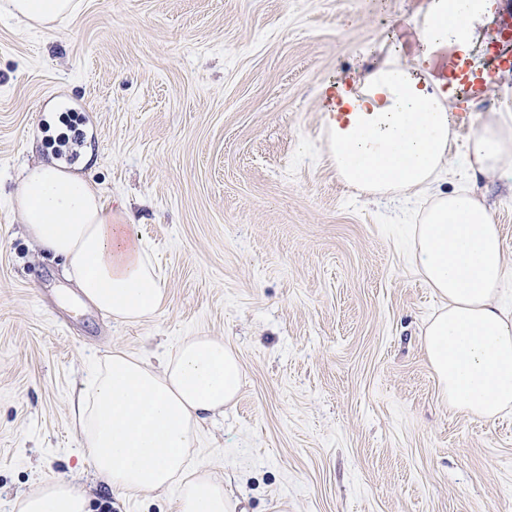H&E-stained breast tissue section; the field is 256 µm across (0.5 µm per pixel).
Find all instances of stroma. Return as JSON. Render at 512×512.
Listing matches in <instances>:
<instances>
[{"mask_svg":"<svg viewBox=\"0 0 512 512\" xmlns=\"http://www.w3.org/2000/svg\"><path fill=\"white\" fill-rule=\"evenodd\" d=\"M75 2L46 26L0 15V512L61 478L112 512H176L97 478L71 401L113 351L155 365L191 336L239 358L189 453L236 512H512V409L449 406L420 345L440 308L411 257L430 201L349 190L321 105L389 47L413 61L428 0ZM506 20L488 0L473 65ZM68 101L88 119L68 171L128 208L165 289L150 318L102 313L25 231L19 177L55 164ZM449 106L442 187L476 188L512 269V180L465 165L485 114L512 111V71Z\"/></svg>","mask_w":512,"mask_h":512,"instance_id":"stroma-1","label":"stroma"}]
</instances>
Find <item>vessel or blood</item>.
<instances>
[{
	"mask_svg": "<svg viewBox=\"0 0 512 512\" xmlns=\"http://www.w3.org/2000/svg\"><path fill=\"white\" fill-rule=\"evenodd\" d=\"M454 66L457 83L449 88V96L480 99L502 71L512 68V26L507 25L499 30L496 54L490 64L476 67L468 58L460 56L456 58Z\"/></svg>",
	"mask_w": 512,
	"mask_h": 512,
	"instance_id": "obj_1",
	"label": "vessel or blood"
}]
</instances>
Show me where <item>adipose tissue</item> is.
<instances>
[{"instance_id":"obj_1","label":"adipose tissue","mask_w":512,"mask_h":512,"mask_svg":"<svg viewBox=\"0 0 512 512\" xmlns=\"http://www.w3.org/2000/svg\"><path fill=\"white\" fill-rule=\"evenodd\" d=\"M72 0H0V13L41 25ZM480 0H431L417 37V63L391 53L364 76L326 84L323 106L336 171L367 196L410 191L430 205L414 230L412 262L442 300L420 338L450 406L484 418L512 408V309L497 296L512 287L497 224L473 190L445 192L452 79L447 49L464 50ZM466 163L483 176L512 172V121L486 115L472 135ZM18 209L44 253L98 308L123 321L152 316L163 289L126 222L124 205L105 209L83 179L50 166L23 178ZM236 354L214 336L186 339L154 368L113 352L77 413L98 477L112 488L174 492L177 512H234L224 482L190 470L187 455L200 424L223 412L240 389ZM85 491L63 479L19 499L18 512H89Z\"/></svg>"}]
</instances>
